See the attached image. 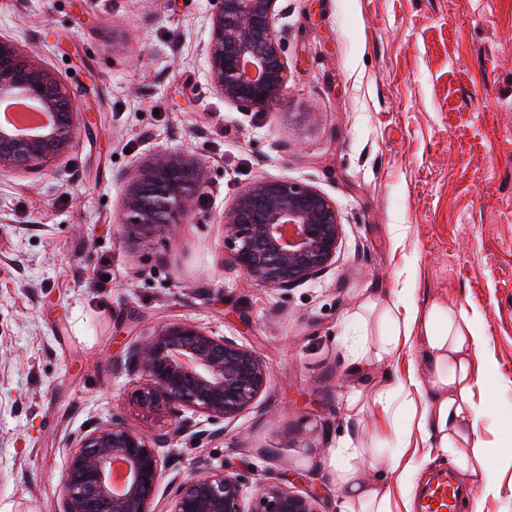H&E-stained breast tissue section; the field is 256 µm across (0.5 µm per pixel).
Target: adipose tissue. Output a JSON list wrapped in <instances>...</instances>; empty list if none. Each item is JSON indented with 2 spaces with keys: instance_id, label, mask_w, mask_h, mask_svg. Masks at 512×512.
<instances>
[{
  "instance_id": "ef3b65f1",
  "label": "adipose tissue",
  "mask_w": 512,
  "mask_h": 512,
  "mask_svg": "<svg viewBox=\"0 0 512 512\" xmlns=\"http://www.w3.org/2000/svg\"><path fill=\"white\" fill-rule=\"evenodd\" d=\"M381 321L392 324L391 334L381 337L370 353L384 363L419 346L406 376L396 377L394 392L411 407L403 423L385 418V429L395 430L405 444L422 443L441 455L467 484L481 486L485 494L499 495L494 455L483 438L492 417L488 400L476 395L485 330L478 313L467 312L436 298L417 305L410 286H403L379 311ZM376 474L365 480L362 465ZM424 461L414 454L389 458L366 455L345 439L330 459L338 486L347 489L339 512H411L416 479Z\"/></svg>"
}]
</instances>
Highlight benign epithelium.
<instances>
[{"instance_id":"benign-epithelium-1","label":"benign epithelium","mask_w":512,"mask_h":512,"mask_svg":"<svg viewBox=\"0 0 512 512\" xmlns=\"http://www.w3.org/2000/svg\"><path fill=\"white\" fill-rule=\"evenodd\" d=\"M281 0H215L205 46L213 88L243 111H267L283 100L288 74L277 30ZM21 96L51 115L49 125L19 135L0 126V171L32 172L63 155L82 119L71 90L50 69L0 37V101ZM194 156L160 152L125 181L123 223L144 235L183 222L206 184ZM341 224L335 205L314 187L259 180L224 213V257L259 286L292 288L328 269ZM121 369L136 380L141 409L164 423L152 438L118 418L74 436L54 512H151L164 471L159 452L209 424L235 420L267 387L262 357L237 341L188 322L168 323L130 347ZM126 465V488L112 490V463ZM245 475L208 470L171 482L165 512H318L313 497L279 481L264 483L246 508Z\"/></svg>"}]
</instances>
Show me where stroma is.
I'll use <instances>...</instances> for the list:
<instances>
[{
	"mask_svg": "<svg viewBox=\"0 0 512 512\" xmlns=\"http://www.w3.org/2000/svg\"><path fill=\"white\" fill-rule=\"evenodd\" d=\"M211 0H0V36L87 109L69 151L0 173V512H53L70 438L118 418L143 434L115 365L162 324L188 321L257 351L256 404L223 432L162 449L170 479L231 466L339 512L328 462L380 437L381 395L413 356L359 360L385 332L368 301L403 281L478 312L498 399L489 440L512 512V0H287L277 21L282 104L244 112L210 82ZM159 150L201 159L208 186L184 223L147 238L122 222L128 171ZM315 187L342 239L321 276L281 290L224 263V214L261 179Z\"/></svg>",
	"mask_w": 512,
	"mask_h": 512,
	"instance_id": "stroma-1",
	"label": "stroma"
}]
</instances>
